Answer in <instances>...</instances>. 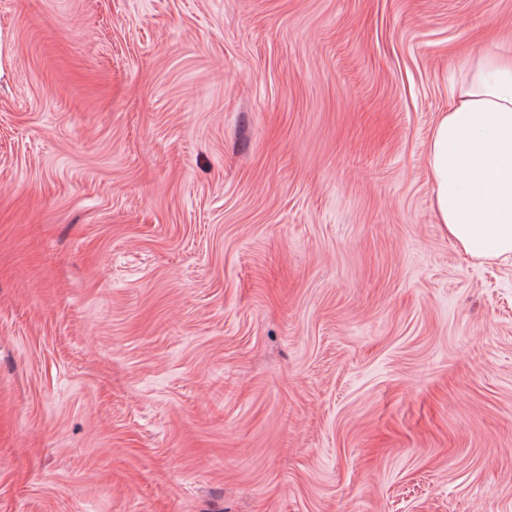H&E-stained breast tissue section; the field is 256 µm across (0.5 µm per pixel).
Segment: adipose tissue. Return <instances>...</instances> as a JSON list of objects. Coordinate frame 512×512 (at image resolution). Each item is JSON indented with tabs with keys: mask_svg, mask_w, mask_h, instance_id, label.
<instances>
[{
	"mask_svg": "<svg viewBox=\"0 0 512 512\" xmlns=\"http://www.w3.org/2000/svg\"><path fill=\"white\" fill-rule=\"evenodd\" d=\"M428 149L437 223L462 251L512 259V53L473 56Z\"/></svg>",
	"mask_w": 512,
	"mask_h": 512,
	"instance_id": "ef3b65f1",
	"label": "adipose tissue"
}]
</instances>
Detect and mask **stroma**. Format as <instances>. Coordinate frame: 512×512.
<instances>
[{
    "instance_id": "obj_1",
    "label": "stroma",
    "mask_w": 512,
    "mask_h": 512,
    "mask_svg": "<svg viewBox=\"0 0 512 512\" xmlns=\"http://www.w3.org/2000/svg\"><path fill=\"white\" fill-rule=\"evenodd\" d=\"M512 0H0V512H512V262L432 213Z\"/></svg>"
}]
</instances>
